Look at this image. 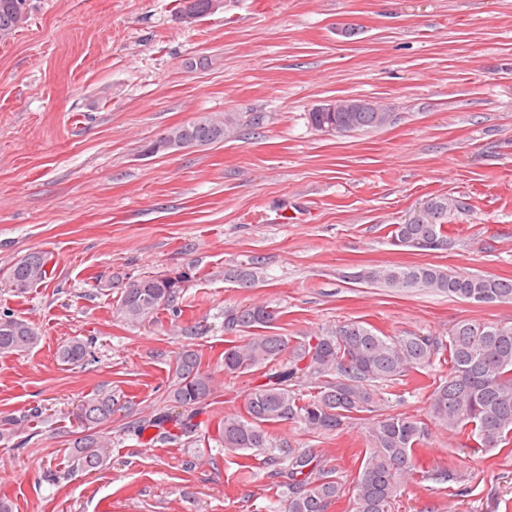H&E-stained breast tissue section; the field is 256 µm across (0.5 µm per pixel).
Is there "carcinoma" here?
I'll return each mask as SVG.
<instances>
[{
    "mask_svg": "<svg viewBox=\"0 0 512 512\" xmlns=\"http://www.w3.org/2000/svg\"><path fill=\"white\" fill-rule=\"evenodd\" d=\"M26 12L27 0H0V33L13 34L22 28L19 14ZM350 121L357 125V131L365 132L390 124L393 113H308L314 129L340 136L348 135ZM239 125L234 112L224 113L222 119L203 113L170 129V134L207 146L224 141ZM426 205L430 223L395 225L390 231L394 245L425 252L448 249V199L435 197ZM227 277L241 288H252L259 281L260 267L244 265L228 272ZM53 278L50 258L41 252L24 256L7 271L9 284L20 293ZM348 279L380 283L397 291L430 288L472 303L512 302V279L456 274L430 264L364 269ZM184 282L182 274L142 277L122 288L120 314L130 323H142L162 309L172 310ZM279 316V308L271 303L224 313L225 325L251 331L245 344L224 349V372L260 370L262 382L248 393L244 413L226 415L218 423L222 448L262 451L270 447L267 427L283 422L299 423L318 433L336 432L354 415L378 406L379 387L428 369L444 351L448 353V379L428 396L430 420L469 432L486 451L512 441V325L461 320L448 332L445 342L414 332L388 336L367 323L346 321L293 344L288 337L267 331ZM38 341V332L31 324L10 312L0 314V355L25 353ZM91 357L90 343L79 338L69 340L58 351L59 360L67 365H83ZM174 374L170 410L140 425L139 431L148 426L162 428L169 422L186 434L197 427L193 420L208 406L213 377L200 368L193 351L179 356ZM307 379L314 381L313 390H297ZM113 406L110 392L96 393L79 405L81 431L71 440L68 454L74 468L91 472L106 465L112 440L97 428L112 419ZM42 414V407L36 406L19 415L0 417V442H10ZM428 436L427 423L405 414L368 421V448L359 464L350 512H389ZM265 463L273 467L274 474L288 479L284 512H326L342 492L332 473L318 468L315 457L307 451L290 448L285 456H270Z\"/></svg>",
    "mask_w": 512,
    "mask_h": 512,
    "instance_id": "obj_1",
    "label": "carcinoma"
}]
</instances>
